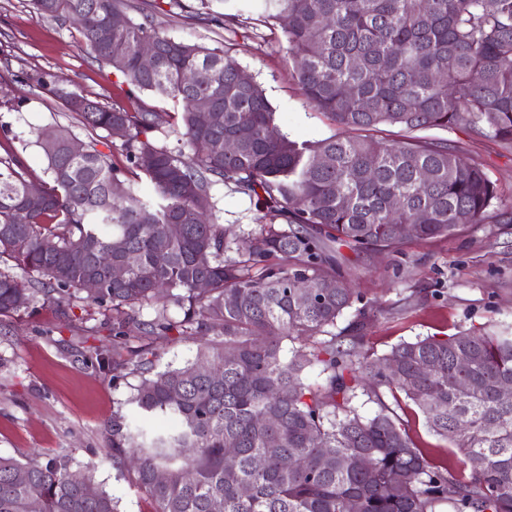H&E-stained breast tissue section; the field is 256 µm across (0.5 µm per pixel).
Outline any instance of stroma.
Listing matches in <instances>:
<instances>
[{"instance_id":"obj_1","label":"stroma","mask_w":512,"mask_h":512,"mask_svg":"<svg viewBox=\"0 0 512 512\" xmlns=\"http://www.w3.org/2000/svg\"><path fill=\"white\" fill-rule=\"evenodd\" d=\"M199 7L200 0H155L153 19L168 36L230 47L261 83L283 132L299 140L338 133L337 125L303 100L291 76L287 39L258 17V0H214V11L239 13L230 31L218 22L190 20L189 12ZM57 86L108 106L133 105L121 74L91 58L73 25L37 17L30 0H0V158L20 154L33 175L43 176L47 161L35 133L62 127L80 141H97L114 166L125 168L120 140L84 127L54 94ZM426 135L451 141L464 160L480 163L504 194L512 193V146L461 129H430ZM212 194L228 241L241 242L264 223L255 199L233 186L217 184ZM335 256L356 297L337 331L354 321L358 309L369 312L361 355L375 359L404 341L486 323L512 327V223L469 226L452 237L406 243L398 252L340 246ZM90 345L111 347L112 321L81 300L61 307L36 304L0 317V456H68L74 470L93 469L120 512H151L141 491L112 467V414L126 408L138 379L131 375L112 385L85 363ZM354 404L366 417L389 407L431 464L468 478L460 454L429 429L403 393L383 387L378 399L361 396Z\"/></svg>"}]
</instances>
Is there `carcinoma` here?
Masks as SVG:
<instances>
[{
  "instance_id": "carcinoma-1",
  "label": "carcinoma",
  "mask_w": 512,
  "mask_h": 512,
  "mask_svg": "<svg viewBox=\"0 0 512 512\" xmlns=\"http://www.w3.org/2000/svg\"><path fill=\"white\" fill-rule=\"evenodd\" d=\"M262 2L263 18L287 38L301 95L341 133L282 132L261 85L239 81L227 47L132 21L107 30L127 0H32L41 18L83 16L93 59L174 112L144 102L109 108L58 89L70 109L90 101L78 112L84 126L124 127L128 166L111 165L94 143L70 153L61 128L50 149L36 133L49 179L33 178L15 155L0 159V262L44 277L37 287L0 274V316L40 300L60 306L85 291L87 277L99 279L86 300L112 311V350L92 347L85 362L114 385L140 377L132 408L112 414V467L153 512H437L444 503L451 512H512V399L500 395L512 385V329H465L360 357L332 332L353 293L330 255L334 244L397 251L408 242L399 223L415 225L414 241L512 223V197L480 165L444 139L414 135L465 129L512 144V0ZM145 39L159 49L150 70L137 62ZM200 98L212 99L211 112L196 108ZM164 124L181 149L153 140ZM382 126L404 134L379 137ZM226 139L237 143L232 154L217 149ZM218 181L266 209L269 223L242 248L216 223ZM108 250L126 268L119 280L99 264ZM146 304L150 320L136 313ZM171 305L181 319L169 316ZM173 331L210 340L193 361L159 370L149 340ZM297 336L306 343L287 359L282 342ZM315 366L322 382L305 383ZM381 386L404 393L463 455L468 480L430 465L387 406L371 418L352 406ZM33 504L119 512L93 471L72 479L65 455L0 456V512Z\"/></svg>"
}]
</instances>
